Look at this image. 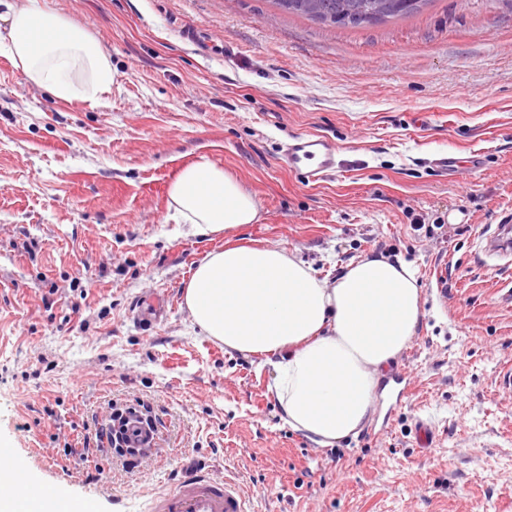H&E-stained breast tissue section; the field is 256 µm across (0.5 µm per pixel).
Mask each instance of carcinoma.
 <instances>
[{
	"instance_id": "1",
	"label": "carcinoma",
	"mask_w": 512,
	"mask_h": 512,
	"mask_svg": "<svg viewBox=\"0 0 512 512\" xmlns=\"http://www.w3.org/2000/svg\"><path fill=\"white\" fill-rule=\"evenodd\" d=\"M430 0H273L287 14L306 17L337 28H364L368 17L381 13L384 20L418 15Z\"/></svg>"
}]
</instances>
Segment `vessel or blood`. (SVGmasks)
I'll use <instances>...</instances> for the list:
<instances>
[{"mask_svg":"<svg viewBox=\"0 0 512 512\" xmlns=\"http://www.w3.org/2000/svg\"><path fill=\"white\" fill-rule=\"evenodd\" d=\"M284 162L291 172L307 180H318L335 172L337 150L325 138L301 135L288 145ZM485 256L512 257V226H487L479 242ZM150 512H251L250 500L241 491L236 476L218 480L199 473L173 489L156 496Z\"/></svg>","mask_w":512,"mask_h":512,"instance_id":"vessel-or-blood-1","label":"vessel or blood"}]
</instances>
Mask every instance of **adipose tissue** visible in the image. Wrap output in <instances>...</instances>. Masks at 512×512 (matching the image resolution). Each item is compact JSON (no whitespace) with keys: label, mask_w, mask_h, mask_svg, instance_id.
I'll list each match as a JSON object with an SVG mask.
<instances>
[{"label":"adipose tissue","mask_w":512,"mask_h":512,"mask_svg":"<svg viewBox=\"0 0 512 512\" xmlns=\"http://www.w3.org/2000/svg\"><path fill=\"white\" fill-rule=\"evenodd\" d=\"M0 45L57 99L99 102L112 89L109 55L42 0L22 8L0 0ZM168 209L201 236L260 219L254 195L204 156L178 170ZM184 299L206 336L272 367L282 421L322 446L362 429L379 377L410 344L420 317L411 266L371 254L330 280L287 250L228 245L197 264Z\"/></svg>","instance_id":"1"}]
</instances>
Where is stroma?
Returning <instances> with one entry per match:
<instances>
[{
    "mask_svg": "<svg viewBox=\"0 0 512 512\" xmlns=\"http://www.w3.org/2000/svg\"><path fill=\"white\" fill-rule=\"evenodd\" d=\"M112 57L104 101L65 102L0 47V449L21 487L149 512L202 471L239 474L252 512H512V266L476 248L512 217V0H430L360 30L272 0H44ZM338 148L306 182L293 137ZM478 155L458 176L442 153ZM255 195L236 237L320 275L381 253L422 289L409 346L380 378L359 434L320 446L283 425L271 367L225 350L184 304L223 238L169 216L167 187L199 156ZM168 307L143 331L140 305ZM414 394L389 406V381ZM149 401L159 429L140 467L89 440L112 402ZM437 434L423 452L416 418ZM100 471L90 483L86 475Z\"/></svg>",
    "mask_w": 512,
    "mask_h": 512,
    "instance_id": "obj_1",
    "label": "stroma"
}]
</instances>
